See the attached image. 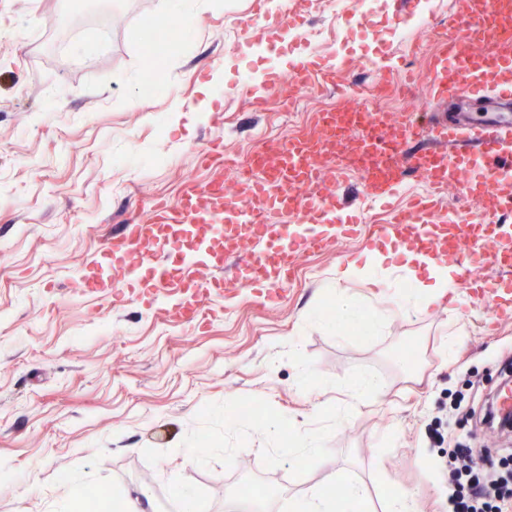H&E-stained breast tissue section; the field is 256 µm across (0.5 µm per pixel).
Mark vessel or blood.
Masks as SVG:
<instances>
[{"mask_svg":"<svg viewBox=\"0 0 512 512\" xmlns=\"http://www.w3.org/2000/svg\"><path fill=\"white\" fill-rule=\"evenodd\" d=\"M460 16L472 19L465 35L448 40L437 52L431 70L430 95L439 104L479 101L477 112H440L434 117L428 143L415 146L412 123L395 122L391 113L339 112L304 139L279 145L243 180L238 195L251 199L260 216L241 213L235 198L220 181L188 186L174 202L155 205L146 218H133L106 238V263L84 266L73 283L82 296L112 298L114 289L154 303L169 301L187 323L197 324L214 299L223 297L225 283L218 273L226 258H238L234 282L260 289L264 302H275L280 286L294 275L293 258L303 251H323L335 237L357 232L344 223L343 209L325 184V168L343 173L349 162L340 148L348 131L360 128L355 150L368 160L359 173L374 197H390L400 179L418 173L437 191L460 185L466 197L489 206L512 202L501 177L512 166V49L482 55L471 49L476 40L512 29V0H457ZM296 81L307 85L313 74L329 80L333 69L314 57L293 66ZM276 211L292 216V224L268 223ZM486 227L467 216L447 222L436 200L420 199L398 212L391 223L374 225L366 239L408 242L437 255L468 254L499 269H512V249L485 251ZM269 241L271 249L246 254L249 242ZM215 270L216 278L200 283V268ZM462 290L494 310V324L512 320V299L499 296L498 286L474 288L461 280Z\"/></svg>","mask_w":512,"mask_h":512,"instance_id":"obj_1","label":"vessel or blood"}]
</instances>
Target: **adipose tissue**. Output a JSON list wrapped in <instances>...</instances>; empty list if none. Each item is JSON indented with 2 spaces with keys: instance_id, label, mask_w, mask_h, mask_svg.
I'll use <instances>...</instances> for the list:
<instances>
[{
  "instance_id": "ef3b65f1",
  "label": "adipose tissue",
  "mask_w": 512,
  "mask_h": 512,
  "mask_svg": "<svg viewBox=\"0 0 512 512\" xmlns=\"http://www.w3.org/2000/svg\"><path fill=\"white\" fill-rule=\"evenodd\" d=\"M398 253L403 260L402 268L420 306H428L444 296L457 281L460 270L457 266L418 252L409 245H401ZM426 270V279H419V270ZM309 318L312 322L332 332L353 331L362 336L374 335L380 324L377 308L359 305L348 295H337L331 306L314 309ZM270 436L286 447L296 463L309 459H322L326 451L313 434L282 424L271 422L267 425ZM362 488L347 483L342 495L336 496L323 490H314L294 497L289 512H364Z\"/></svg>"
}]
</instances>
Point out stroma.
Here are the masks:
<instances>
[{
    "label": "stroma",
    "instance_id": "1",
    "mask_svg": "<svg viewBox=\"0 0 512 512\" xmlns=\"http://www.w3.org/2000/svg\"><path fill=\"white\" fill-rule=\"evenodd\" d=\"M284 2L187 0L196 22L186 29L171 0H0V32L11 34L0 39V512H58L70 472L107 496L150 485L157 512H177L181 485L203 512H225L236 497L288 512L293 496L339 493L336 472L361 485L367 512H384L391 490L414 492L419 512H448L443 451L426 432L447 420L455 392L475 414L454 425V440L496 461L512 449V433L488 445L480 436L487 404L512 376V322L489 330L490 310L468 294L421 310L353 280L340 289L381 311L377 335L305 322L332 299L325 282L336 267L366 254L361 241L300 254L276 304L253 288L225 291L199 328L161 302L111 308L74 296L111 233L215 177L197 156L211 140L246 155L259 133L309 126L393 64L404 71L391 86L409 89L388 109L429 126L438 107L428 65L467 28L450 0H413L400 17L387 0L383 24L412 35L382 45L348 42L341 2ZM102 24L109 38L73 51ZM302 24L321 29L333 81L296 87L289 40ZM158 28L166 47L150 38ZM161 48L164 79L147 72ZM273 78L280 93L268 91ZM422 186L408 175L388 203H373L353 168L334 190L364 223L384 224ZM367 374L376 395L346 405V387ZM230 401L246 414L226 423L216 413ZM267 417L318 434L327 460L295 465ZM205 438L218 454L190 457Z\"/></svg>",
    "mask_w": 512,
    "mask_h": 512
}]
</instances>
